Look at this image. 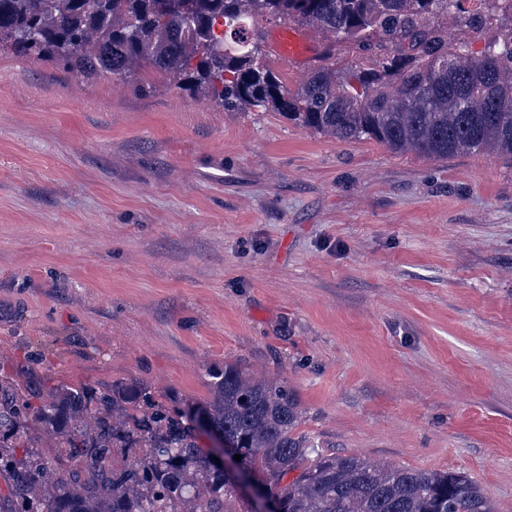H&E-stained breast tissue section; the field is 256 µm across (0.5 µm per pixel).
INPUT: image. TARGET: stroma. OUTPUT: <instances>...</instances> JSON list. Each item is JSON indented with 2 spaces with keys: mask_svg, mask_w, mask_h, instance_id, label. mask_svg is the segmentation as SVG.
<instances>
[{
  "mask_svg": "<svg viewBox=\"0 0 512 512\" xmlns=\"http://www.w3.org/2000/svg\"><path fill=\"white\" fill-rule=\"evenodd\" d=\"M284 381L325 453L512 512V158L344 143L0 53V373Z\"/></svg>",
  "mask_w": 512,
  "mask_h": 512,
  "instance_id": "35a3bbf8",
  "label": "stroma"
}]
</instances>
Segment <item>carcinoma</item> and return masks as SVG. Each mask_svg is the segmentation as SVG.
<instances>
[{"label":"carcinoma","mask_w":512,"mask_h":512,"mask_svg":"<svg viewBox=\"0 0 512 512\" xmlns=\"http://www.w3.org/2000/svg\"><path fill=\"white\" fill-rule=\"evenodd\" d=\"M484 47L461 0H0V51L57 59L78 79L153 75L232 110L277 112L339 141L375 140L438 158L491 149L512 157V0H477ZM326 29L356 53L295 89L270 68L254 22ZM211 397L187 403L139 380L41 388L0 375V512H253L213 466L187 415L238 448L284 512H495L461 471L421 472L327 455L299 431L288 386L226 363Z\"/></svg>","instance_id":"carcinoma-1"}]
</instances>
